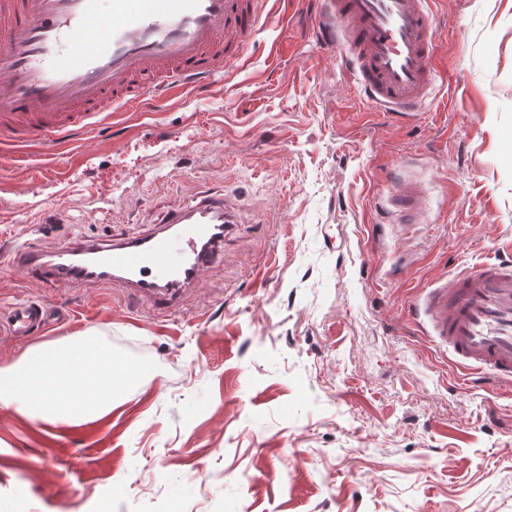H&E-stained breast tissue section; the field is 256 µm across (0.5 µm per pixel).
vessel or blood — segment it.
I'll return each instance as SVG.
<instances>
[{
	"mask_svg": "<svg viewBox=\"0 0 512 512\" xmlns=\"http://www.w3.org/2000/svg\"><path fill=\"white\" fill-rule=\"evenodd\" d=\"M322 36L355 72L377 111L414 115L436 87L432 0H323ZM268 0H0V143L59 154L64 134L169 98L244 62ZM418 183L398 184L385 205L394 224L425 217ZM239 218L204 196L173 210L157 231L120 240L73 241L52 252L29 241L12 251L40 286L122 285L160 312L221 256ZM448 350L461 379L512 387V258H489L441 276L407 309ZM43 302L14 304L6 333L43 327Z\"/></svg>",
	"mask_w": 512,
	"mask_h": 512,
	"instance_id": "b4317fda",
	"label": "vessel or blood"
}]
</instances>
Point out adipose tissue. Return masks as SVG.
I'll use <instances>...</instances> for the list:
<instances>
[{
  "label": "adipose tissue",
  "mask_w": 512,
  "mask_h": 512,
  "mask_svg": "<svg viewBox=\"0 0 512 512\" xmlns=\"http://www.w3.org/2000/svg\"><path fill=\"white\" fill-rule=\"evenodd\" d=\"M149 372L147 366L115 358L111 349L89 338H64L0 368V409L50 423L100 417Z\"/></svg>",
  "instance_id": "ef3b65f1"
}]
</instances>
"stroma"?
<instances>
[{
  "instance_id": "stroma-1",
  "label": "stroma",
  "mask_w": 512,
  "mask_h": 512,
  "mask_svg": "<svg viewBox=\"0 0 512 512\" xmlns=\"http://www.w3.org/2000/svg\"><path fill=\"white\" fill-rule=\"evenodd\" d=\"M434 5L439 85L408 121L359 97L318 0H278L245 63L0 163V315L52 307L0 367L89 337L152 372L80 424L0 411V512H512V390L457 388L404 317L512 251V0ZM402 174L428 223L386 222ZM204 195L241 222L163 317L91 284L55 307L7 251L147 235Z\"/></svg>"
}]
</instances>
